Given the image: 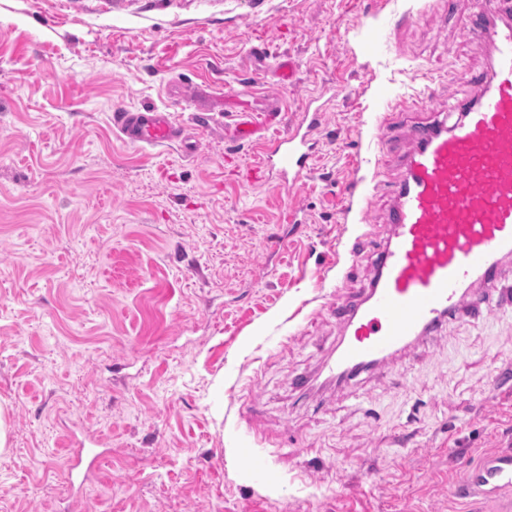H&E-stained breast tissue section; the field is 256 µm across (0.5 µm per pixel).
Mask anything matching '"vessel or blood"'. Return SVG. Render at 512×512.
I'll return each mask as SVG.
<instances>
[{
	"label": "vessel or blood",
	"instance_id": "vessel-or-blood-1",
	"mask_svg": "<svg viewBox=\"0 0 512 512\" xmlns=\"http://www.w3.org/2000/svg\"><path fill=\"white\" fill-rule=\"evenodd\" d=\"M462 30L493 47L490 70L476 77L482 92L459 103L453 126L427 122L412 129L405 174L389 189L388 236L374 252L370 286L358 302L336 310L347 333L326 362L327 380L386 363L462 310L466 285L495 277L502 258L512 255V0H486L485 11L465 19ZM325 112V105L309 100L283 133L276 110L236 113L224 132L253 149L249 184L272 182L283 192L305 184ZM112 127L137 147L185 140L172 114L153 107L113 109ZM461 468L459 497L499 502L512 512L511 451Z\"/></svg>",
	"mask_w": 512,
	"mask_h": 512
}]
</instances>
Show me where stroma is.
<instances>
[{
	"instance_id": "1",
	"label": "stroma",
	"mask_w": 512,
	"mask_h": 512,
	"mask_svg": "<svg viewBox=\"0 0 512 512\" xmlns=\"http://www.w3.org/2000/svg\"><path fill=\"white\" fill-rule=\"evenodd\" d=\"M482 0H0V512H483L461 459L512 451V257L468 313L320 385L388 235L420 122L476 98ZM292 56L293 84L255 69ZM325 101L310 180L249 187L247 146L140 148L113 107ZM377 158L371 171L368 160ZM360 181L369 200L346 195ZM311 377L301 393L292 378ZM102 451L68 484L74 440ZM276 471L268 485L242 467Z\"/></svg>"
}]
</instances>
